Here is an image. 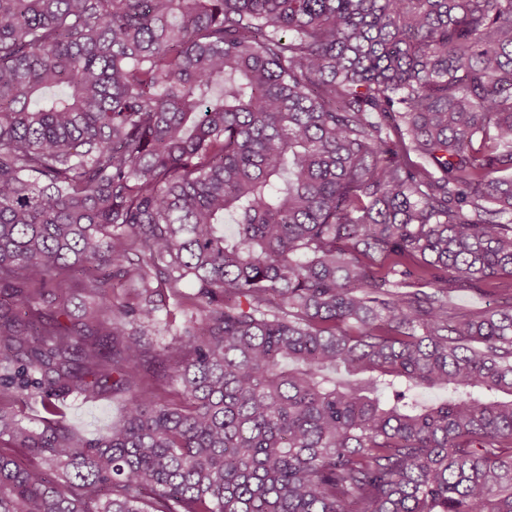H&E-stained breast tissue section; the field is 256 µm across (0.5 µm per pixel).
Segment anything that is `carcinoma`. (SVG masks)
<instances>
[{"label":"carcinoma","instance_id":"cac0c4a2","mask_svg":"<svg viewBox=\"0 0 512 512\" xmlns=\"http://www.w3.org/2000/svg\"><path fill=\"white\" fill-rule=\"evenodd\" d=\"M505 215L512 0H0V512H512ZM67 404L69 423L88 438L105 435L111 422L122 413V402L112 398V393L87 399L71 396Z\"/></svg>","mask_w":512,"mask_h":512}]
</instances>
